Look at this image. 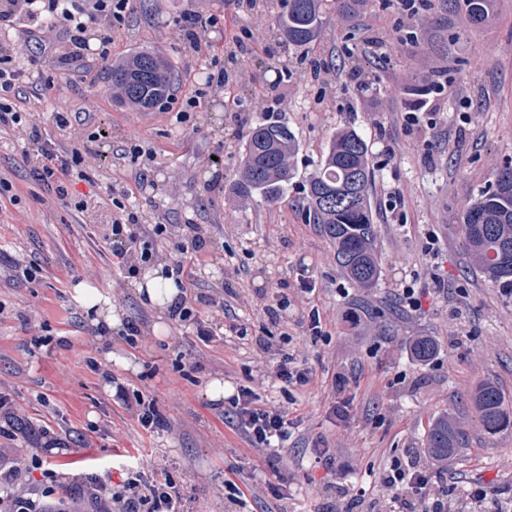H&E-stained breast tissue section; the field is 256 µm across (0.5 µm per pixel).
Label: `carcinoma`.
I'll use <instances>...</instances> for the list:
<instances>
[{
  "mask_svg": "<svg viewBox=\"0 0 512 512\" xmlns=\"http://www.w3.org/2000/svg\"><path fill=\"white\" fill-rule=\"evenodd\" d=\"M490 0H463L469 22L481 24L489 14ZM322 25V0H288L279 26L294 46L310 43ZM173 68L167 58L152 50L132 54L112 65V84L124 103L149 109L164 101L171 88ZM296 141L288 124L266 121L258 124L243 146L242 163L233 190L244 199L258 197L274 204L284 197L293 179L292 158ZM360 180L361 191L346 206L323 204L322 192ZM371 171L364 140L354 131L339 129L332 136L320 168L308 183V209L323 235L335 249L338 265L352 281L374 284L379 266L374 253L375 229L368 198ZM466 246L486 277L512 295V170L495 172L494 183L468 205L462 215ZM414 356L430 359L435 343L421 338L413 345ZM474 404L480 424L488 435L512 427V409L493 384L479 386ZM466 435L462 422L444 416L428 429L426 444L437 462L448 460Z\"/></svg>",
  "mask_w": 512,
  "mask_h": 512,
  "instance_id": "cac0c4a2",
  "label": "carcinoma"
}]
</instances>
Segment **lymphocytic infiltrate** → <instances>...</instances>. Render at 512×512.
<instances>
[{
    "label": "lymphocytic infiltrate",
    "instance_id": "1",
    "mask_svg": "<svg viewBox=\"0 0 512 512\" xmlns=\"http://www.w3.org/2000/svg\"><path fill=\"white\" fill-rule=\"evenodd\" d=\"M131 0H0V30L14 29L20 20H27V32L37 43H45L48 32L61 30L64 34L61 45L54 52L58 62L73 67L93 66L108 61L109 50L89 54L87 30L89 27L107 23L110 28H120L130 12ZM30 143L42 157L40 177L44 182H58L70 176L82 165V155L72 151L68 160H59L49 140L43 138L39 129H32ZM57 199L65 206L82 209V202L73 201L65 187L57 189ZM112 222L104 234L112 256V272L121 279L137 278L150 264H163L174 276L178 286L195 285L198 280V253L211 239L209 228L200 224H145L131 204L115 202ZM177 237L175 252L158 248V241ZM228 288L219 282L208 292L195 297L179 295L171 311L175 329H189L203 345L224 339V324L232 320L233 314L226 300ZM264 355L261 380L274 379L285 386H305L314 375L300 367L292 357L283 356L280 347L270 334L254 340ZM115 397L122 403L131 418L146 432L173 433L172 422L159 410L155 399L141 390L122 383L115 384ZM222 415L226 423L241 432L251 448L270 450L274 443L286 440L298 421L297 412L261 404L253 388L240 387L235 394L225 398ZM32 436L41 448L58 447L59 441L50 428L38 427L17 412L16 405L0 397V437L14 439L16 434ZM19 470L13 457L0 451V512H61L53 496V470H43L45 480L38 496L20 494L15 489ZM74 500H88L93 512H102L108 504L112 512H184L183 499L175 481L167 475H159L151 469L149 462L138 461L127 467L126 477L119 484L98 482L92 492L81 486L71 490Z\"/></svg>",
    "mask_w": 512,
    "mask_h": 512
}]
</instances>
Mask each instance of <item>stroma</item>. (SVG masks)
I'll return each instance as SVG.
<instances>
[{"label": "stroma", "mask_w": 512, "mask_h": 512, "mask_svg": "<svg viewBox=\"0 0 512 512\" xmlns=\"http://www.w3.org/2000/svg\"><path fill=\"white\" fill-rule=\"evenodd\" d=\"M409 19L387 0H327L318 40L290 46L278 28L287 0H135L118 30L88 31L90 47L109 37L113 59L142 49L169 57L177 79L170 98L151 110L118 97L111 66L64 71L42 57L24 30L0 34V56L26 76L12 100L20 124L0 128V271L15 247L38 267L30 280H0V393L38 425L69 434V447L47 461L68 496L73 482H120L123 467L143 458L173 476L188 512H394L382 478L393 459L426 455L430 423L452 414L468 438L448 461L447 482H431L430 498L450 512H512V429L485 434L473 405L482 383L495 384L512 405V297L484 278L470 258L460 216L488 188L496 168L512 159V0H493L488 20L471 26L462 0H427ZM220 13L223 33L195 53L181 37L189 13ZM251 38L260 53L232 63L234 37ZM379 38L384 48L371 46ZM227 68L232 85L208 87ZM447 81L443 95L418 99L410 90ZM203 90L197 108L188 97ZM439 101L445 127L419 122L404 130L402 112ZM252 124L286 121L299 144L287 195L267 205L232 190ZM63 151H85L87 177L69 193L83 210L54 205L37 179L42 160L28 148L31 128ZM355 130L368 146L369 200L380 274L369 287L348 280L307 209L308 180L332 134ZM404 198L391 208L388 193ZM133 204L146 222L216 225L201 253L197 291L228 279L238 324L257 336L264 308L288 304L283 354L309 367L313 384L287 389L257 386L261 361L234 334L206 347L176 335L167 310L145 305L134 284L109 271L101 237L114 200ZM238 270V277L225 273ZM309 281L314 293L299 290ZM86 284L108 298L123 322L146 332L129 346L117 332L101 333L74 288ZM422 293L419 310L401 307L398 290ZM323 336L300 321L311 309ZM38 312L50 339L34 348L25 324ZM427 336L436 356L416 360L411 341ZM95 359L87 365L85 356ZM344 389L334 392L335 376ZM154 397L179 427L158 437L144 432L113 399L111 378ZM227 391L255 386L262 399L297 408L301 421L285 447L256 453L222 420L209 396L213 381ZM346 404L334 416L335 401ZM327 441L329 458L314 445ZM243 491L224 498L225 480ZM482 488L484 499L468 494Z\"/></svg>", "instance_id": "35a3bbf8"}]
</instances>
